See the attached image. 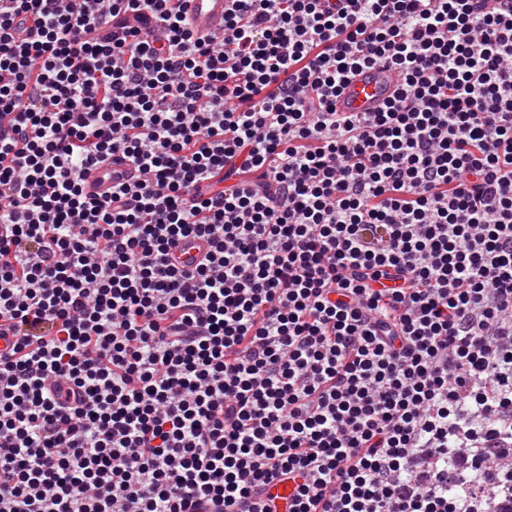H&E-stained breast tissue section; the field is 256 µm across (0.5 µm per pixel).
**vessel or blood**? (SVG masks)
<instances>
[{
  "instance_id": "b4317fda",
  "label": "vessel or blood",
  "mask_w": 512,
  "mask_h": 512,
  "mask_svg": "<svg viewBox=\"0 0 512 512\" xmlns=\"http://www.w3.org/2000/svg\"><path fill=\"white\" fill-rule=\"evenodd\" d=\"M183 8L197 35L221 33L224 29V0H183ZM397 78L392 70L377 66L355 72L336 99L340 112H374L388 100ZM208 244L199 238L185 239L175 253L184 266L195 264L207 251Z\"/></svg>"
}]
</instances>
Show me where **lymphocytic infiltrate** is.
I'll use <instances>...</instances> for the list:
<instances>
[{
  "label": "lymphocytic infiltrate",
  "mask_w": 512,
  "mask_h": 512,
  "mask_svg": "<svg viewBox=\"0 0 512 512\" xmlns=\"http://www.w3.org/2000/svg\"><path fill=\"white\" fill-rule=\"evenodd\" d=\"M1 224L0 512H512V0H0ZM185 14L198 36L219 34L224 30L225 0H182ZM396 74L376 66L351 75L336 98L337 112H376L396 85ZM207 250L208 243L205 240L187 238L175 252V258L187 268L189 265H194Z\"/></svg>",
  "instance_id": "lymphocytic-infiltrate-1"
}]
</instances>
